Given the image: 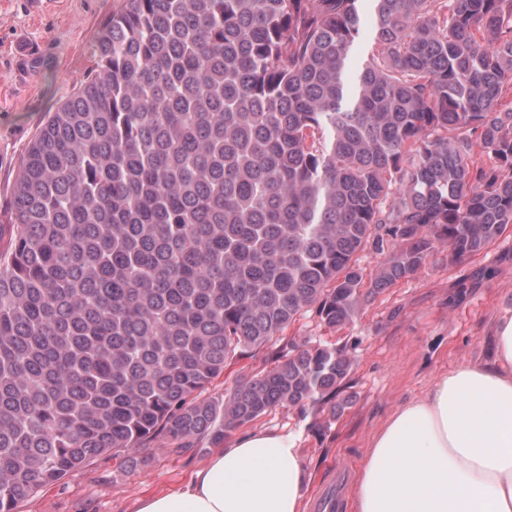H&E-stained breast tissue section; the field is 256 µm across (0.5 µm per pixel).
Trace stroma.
Segmentation results:
<instances>
[{"label": "stroma", "mask_w": 512, "mask_h": 512, "mask_svg": "<svg viewBox=\"0 0 512 512\" xmlns=\"http://www.w3.org/2000/svg\"><path fill=\"white\" fill-rule=\"evenodd\" d=\"M122 0H0V212L12 200L27 149L55 109L90 75L104 25ZM31 45L45 69L20 68ZM512 312V229L481 253L427 267L379 295L340 330L306 314L287 336L346 347L355 362L351 402L338 415L278 407L240 427V434L278 431L296 437L307 471L303 512L321 495L351 493L372 436L403 402L421 395L438 374L492 354L493 324ZM133 466L106 454L42 489L23 512H133L137 499L182 489L209 451L173 452L165 437Z\"/></svg>", "instance_id": "1"}]
</instances>
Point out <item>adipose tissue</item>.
Listing matches in <instances>:
<instances>
[{"mask_svg": "<svg viewBox=\"0 0 512 512\" xmlns=\"http://www.w3.org/2000/svg\"><path fill=\"white\" fill-rule=\"evenodd\" d=\"M493 356L437 375L371 438L350 512H512V313ZM294 436L253 432L217 448L180 491L135 512H302Z\"/></svg>", "mask_w": 512, "mask_h": 512, "instance_id": "1", "label": "adipose tissue"}]
</instances>
